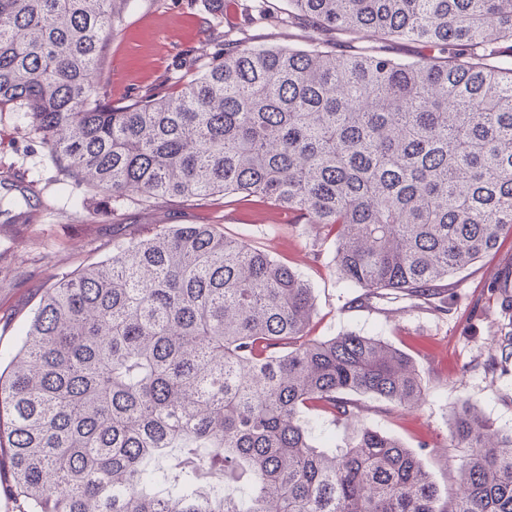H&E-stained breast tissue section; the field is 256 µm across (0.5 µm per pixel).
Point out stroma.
Returning <instances> with one entry per match:
<instances>
[{
    "label": "stroma",
    "instance_id": "35a3bbf8",
    "mask_svg": "<svg viewBox=\"0 0 512 512\" xmlns=\"http://www.w3.org/2000/svg\"><path fill=\"white\" fill-rule=\"evenodd\" d=\"M253 4L238 0L218 16L206 0H131L108 44L101 75L113 102L196 77L223 53L226 39L284 46L301 39L303 26L260 19ZM9 174L33 186L36 211L27 223H0V350L17 345L43 288L81 265L106 259L113 242L146 236L166 224H214L225 236L264 249L310 283L316 297L311 337L373 336L416 362L425 386L418 408L393 413L385 401L362 396L352 424L308 412L318 445H340L353 425H364L418 450L439 485L453 490L459 453L448 439L459 400H469L493 429L512 432V359L493 371L487 367L512 333V310L502 308L493 287L512 269V235L495 253L450 277L436 298H384L361 306L355 302L358 289L333 264L334 240L317 225L296 223L288 212L237 195L148 209L129 202L113 210L111 200L67 183L31 132L24 109L16 106L0 110V177Z\"/></svg>",
    "mask_w": 512,
    "mask_h": 512
}]
</instances>
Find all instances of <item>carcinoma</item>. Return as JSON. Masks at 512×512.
<instances>
[{"mask_svg": "<svg viewBox=\"0 0 512 512\" xmlns=\"http://www.w3.org/2000/svg\"><path fill=\"white\" fill-rule=\"evenodd\" d=\"M127 6L0 0V108H26L71 183L145 207L254 197L334 237L361 302L435 295L512 233V0H288L303 44L231 43L114 104L97 77ZM315 312L301 274L214 224L115 242L43 289L0 352L15 512H512V433L467 402L452 497L389 435L314 443L308 411L424 397L391 344L308 338Z\"/></svg>", "mask_w": 512, "mask_h": 512, "instance_id": "carcinoma-1", "label": "carcinoma"}]
</instances>
